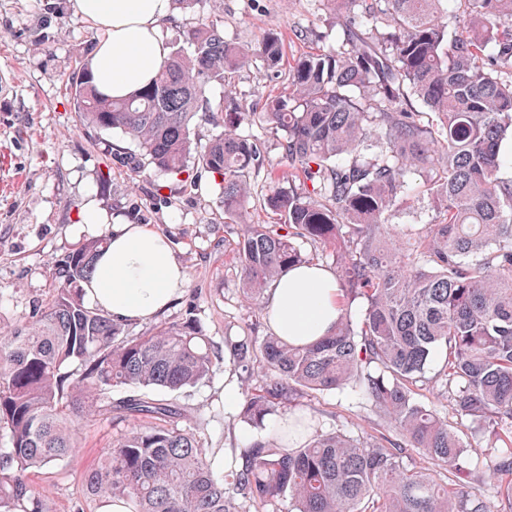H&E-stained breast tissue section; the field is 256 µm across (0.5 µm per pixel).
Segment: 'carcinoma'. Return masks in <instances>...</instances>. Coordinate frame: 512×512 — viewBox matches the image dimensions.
I'll return each mask as SVG.
<instances>
[{
    "label": "carcinoma",
    "instance_id": "obj_1",
    "mask_svg": "<svg viewBox=\"0 0 512 512\" xmlns=\"http://www.w3.org/2000/svg\"><path fill=\"white\" fill-rule=\"evenodd\" d=\"M327 0L345 22L336 47L299 57L288 97L248 104L237 73L258 60L281 72L270 28L253 46L224 39L210 21L186 30L193 54L170 53L159 77L125 99L101 94L77 62L66 82L75 108L120 131L137 150L120 166L199 179L217 175L224 213L253 201L251 175L265 167L260 126L284 167L267 171L264 208L277 224H243L235 263L243 299L261 309L285 269L327 249L344 307L333 331L295 346L270 333L224 337L219 347L194 314L131 335L88 307V280L105 235L58 260L51 298L0 328V512H46L27 482L34 467L68 462L79 421L115 414L156 420L112 438L83 475L100 512H512V0ZM224 87L217 103L207 96ZM224 130L201 148L192 127ZM427 202L428 223L396 219ZM445 357L427 376L434 353ZM247 379L238 416L258 429L272 416L287 438L260 435L214 465L198 432L178 427L183 407L155 395L210 379L226 362ZM136 392L112 403V390ZM438 388L451 410L490 429L497 505L475 482L445 472L467 451L448 420L417 396ZM350 390L387 427L380 435L324 433L295 413L308 392ZM417 448L427 459L406 458ZM240 131L244 135H250V138L257 140V142L264 147L268 168L270 165L275 167L277 166L281 159V152L277 146L276 140L268 131L248 125L241 126Z\"/></svg>",
    "mask_w": 512,
    "mask_h": 512
}]
</instances>
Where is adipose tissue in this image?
Wrapping results in <instances>:
<instances>
[{"instance_id":"adipose-tissue-1","label":"adipose tissue","mask_w":512,"mask_h":512,"mask_svg":"<svg viewBox=\"0 0 512 512\" xmlns=\"http://www.w3.org/2000/svg\"><path fill=\"white\" fill-rule=\"evenodd\" d=\"M73 13L100 34L86 59L98 91L129 97L152 83L169 55L163 28L171 0H72ZM89 233H106L109 244L83 285L89 306L107 310L123 322L152 319L185 288L188 274L168 240L142 224L110 223L92 202L80 213ZM334 275L321 266L284 271L266 294L273 333L295 345L323 336L340 315Z\"/></svg>"}]
</instances>
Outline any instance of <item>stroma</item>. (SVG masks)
Segmentation results:
<instances>
[{
	"label": "stroma",
	"instance_id": "1",
	"mask_svg": "<svg viewBox=\"0 0 512 512\" xmlns=\"http://www.w3.org/2000/svg\"><path fill=\"white\" fill-rule=\"evenodd\" d=\"M56 0H0V325L13 324L37 302L48 300L56 282L53 266L82 242L78 216L87 193L110 213L145 224L164 235L187 269L188 283L163 322L192 311L206 334L223 343L226 334L245 332L255 316L232 274L236 235L218 230L221 194L210 177L190 182L147 169L138 177L107 169L105 150H134L117 130L83 122L65 91L75 60L94 46L98 34L72 11L51 13ZM325 12L316 0H196L174 10L165 30L171 48L191 54L183 32L200 20L219 22L226 40L246 43L277 26L285 63L336 42L325 36ZM244 100L260 102L285 94L261 64L236 79ZM240 376L216 371L210 382L176 392L181 426L197 427L204 448L229 449L255 435V428L224 409L227 394L242 397ZM421 401L448 419L467 447L460 469L485 472L497 456L492 437L452 414L447 400L424 392ZM300 408L327 433H379L377 417L347 392L306 396ZM126 423L95 416L82 421L80 448L69 463L31 470L28 481L45 499L48 512H97L82 476L94 468Z\"/></svg>",
	"mask_w": 512,
	"mask_h": 512
}]
</instances>
